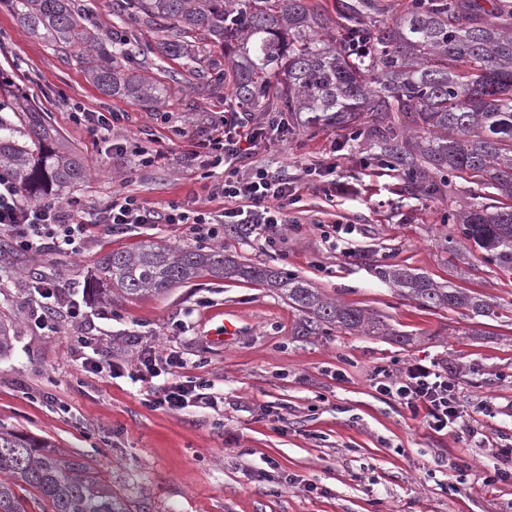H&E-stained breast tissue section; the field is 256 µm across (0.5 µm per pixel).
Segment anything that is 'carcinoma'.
<instances>
[{
    "label": "carcinoma",
    "instance_id": "carcinoma-1",
    "mask_svg": "<svg viewBox=\"0 0 512 512\" xmlns=\"http://www.w3.org/2000/svg\"><path fill=\"white\" fill-rule=\"evenodd\" d=\"M16 22L51 50L75 56L106 96L132 99L150 112L169 86L158 73H128L119 59L138 42L136 30L113 40L80 0H9ZM380 0H338L331 18L307 0H124L123 24L157 36L162 59L179 63L213 96L224 91L240 112H286L306 128L347 125L373 112L381 157L417 181L451 172L489 193L488 201L452 215L460 236L483 258L512 269V4L487 10L478 0H409L393 22ZM361 40L350 52L349 43ZM15 111L27 140L0 117V165L13 170L31 200L61 198L83 182L80 155L44 113L23 96ZM404 299L425 308L467 309L492 316V304L397 265L377 270ZM210 276L273 289L304 315L302 331L387 334L366 310L329 300L302 278L269 265L246 264L222 249L172 248L152 240L111 250L88 287L124 299L162 296ZM48 512H126L88 465L42 439L0 429V512H28V498Z\"/></svg>",
    "mask_w": 512,
    "mask_h": 512
}]
</instances>
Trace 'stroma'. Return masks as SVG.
I'll return each mask as SVG.
<instances>
[{
  "instance_id": "stroma-1",
  "label": "stroma",
  "mask_w": 512,
  "mask_h": 512,
  "mask_svg": "<svg viewBox=\"0 0 512 512\" xmlns=\"http://www.w3.org/2000/svg\"><path fill=\"white\" fill-rule=\"evenodd\" d=\"M0 73L10 79L0 103L24 91L85 161L88 177L70 194L86 208L120 191L152 206L190 200L224 209V200L209 195L221 169L206 178L176 161L221 119L223 99L184 83L171 84L168 99L151 112L105 96L76 58L58 57L20 27L7 0H0ZM76 105L120 114L113 135L75 122ZM374 126L370 115L360 118V137L339 157L330 186L305 168L347 138L345 127L293 123L287 134L270 132L241 166L294 175L301 226L281 228L277 252L229 231L217 245L238 261L286 269L366 309L392 336L336 329L301 335V312L243 280L206 276L128 301L88 291L98 259L110 250L146 239L195 246L167 224L95 228L76 256L49 245L22 254L0 234V315L14 328L12 348L0 356V428L43 437L88 461L127 512H512V482L484 481L501 453L512 452V270L459 244L456 224L446 220L478 202L479 187L453 176L413 183L380 165ZM116 141L126 153L113 150ZM140 146L160 151L161 159L142 166ZM335 222L352 226L353 257L324 242L321 225ZM378 265L452 282L491 302L495 313L419 307L375 275ZM37 271L70 287L114 361L131 365L135 350L124 341L130 332L143 346L177 350L188 361L187 375L209 380L223 408L155 409L129 378L82 371L76 329L65 325L53 334L29 320ZM228 323L230 336L223 332ZM418 363L447 368L460 405L488 438L483 447L463 428L431 431L377 389L376 367L397 376ZM62 405L68 414L59 413Z\"/></svg>"
}]
</instances>
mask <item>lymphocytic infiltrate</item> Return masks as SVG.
Masks as SVG:
<instances>
[{
	"label": "lymphocytic infiltrate",
	"mask_w": 512,
	"mask_h": 512,
	"mask_svg": "<svg viewBox=\"0 0 512 512\" xmlns=\"http://www.w3.org/2000/svg\"><path fill=\"white\" fill-rule=\"evenodd\" d=\"M265 133V127L255 123L251 113L228 112L211 135L200 142L202 156L224 167L223 179L211 188L212 196L238 202L237 207L221 211H206L191 201L156 207L121 192L113 193L110 200L90 213L77 197L62 204H34L23 199L11 169L1 166L0 233H6L20 252L40 250L48 242L59 251L76 254L89 240L93 228L99 226L125 230L147 224H171L195 239L206 241L219 238L224 227L232 224L244 238L254 237L268 247H275L278 227L290 223V208L300 200L296 182L284 173L263 167L246 173L237 167L238 161L261 143ZM34 287L40 297L33 311L36 328L57 331V316L61 313L75 326L85 324V311L59 282L39 279ZM126 342L137 350L130 369L115 363L107 350L94 348L91 337H78L82 367L111 379L127 376L135 382L149 383L147 404L155 409L176 412L190 407H220L221 398L210 393L207 382L185 376L188 362L182 353L141 347L135 335L127 336ZM157 377L162 378V385L152 386V379ZM382 389L412 415L422 416L434 432L454 430L466 421L456 385L445 368L413 365L402 377L383 383Z\"/></svg>",
	"instance_id": "lymphocytic-infiltrate-1"
}]
</instances>
